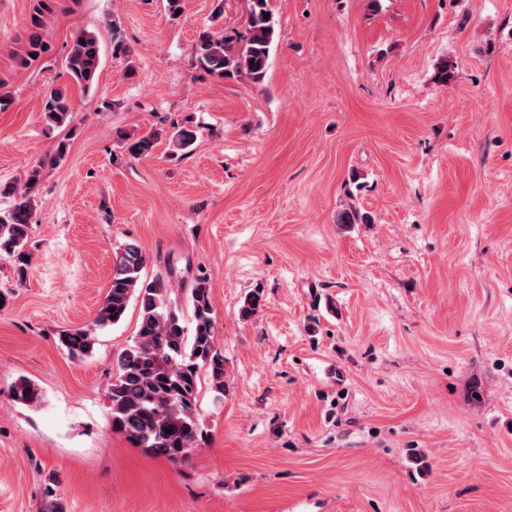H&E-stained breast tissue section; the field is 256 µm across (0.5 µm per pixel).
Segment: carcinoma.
I'll use <instances>...</instances> for the list:
<instances>
[{
    "label": "carcinoma",
    "mask_w": 512,
    "mask_h": 512,
    "mask_svg": "<svg viewBox=\"0 0 512 512\" xmlns=\"http://www.w3.org/2000/svg\"><path fill=\"white\" fill-rule=\"evenodd\" d=\"M247 4L248 34L242 44H233L207 29L198 34L194 55L201 72L220 78L243 75L257 84L263 81L275 40V20L265 18L270 13L268 0H247ZM53 6L54 0H33L21 47L13 53L17 67L26 69L49 51L44 29ZM100 63L98 38L86 32L77 34L65 58L69 81L83 90L90 89ZM43 112L50 125L68 124L73 108L67 90L53 88L47 92ZM161 136L159 130L141 136L121 132L118 140L128 157L140 159L152 153ZM196 138L193 121L186 117L172 126L169 143L173 151L186 155ZM67 152V143L61 141L53 153L33 162L21 180L0 182V197L12 199L11 206L0 210V259L12 262L20 280L30 265L27 257L31 256L28 244L35 193L45 168L62 162ZM145 265L146 257L137 243L127 242L117 248L109 290L91 323L62 330L58 336L72 358L90 357L97 343L96 330L119 323L129 304H138L136 338L117 357L107 391L112 432L155 457L179 462L203 440L197 409L200 371L206 370L212 390L223 396L224 357L215 348L213 305L206 280L195 279L190 289L193 332L188 337L181 309L173 298L177 291L173 271L168 269L145 280ZM11 397L16 403L32 406L39 403L41 393L34 382L23 377L13 385Z\"/></svg>",
    "instance_id": "carcinoma-1"
}]
</instances>
